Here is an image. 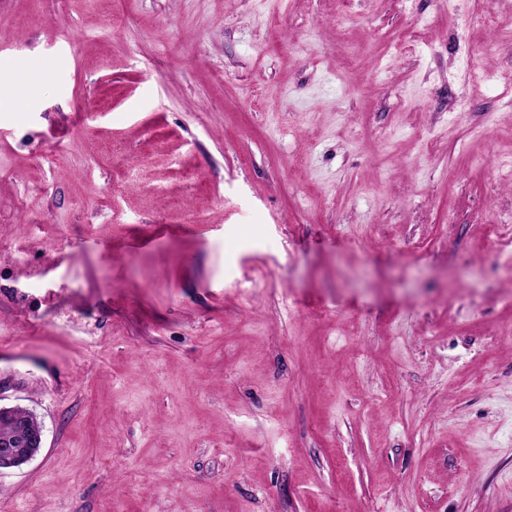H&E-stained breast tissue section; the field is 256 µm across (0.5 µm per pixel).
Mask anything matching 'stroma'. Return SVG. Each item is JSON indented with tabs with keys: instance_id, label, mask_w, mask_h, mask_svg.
<instances>
[{
	"instance_id": "obj_1",
	"label": "stroma",
	"mask_w": 512,
	"mask_h": 512,
	"mask_svg": "<svg viewBox=\"0 0 512 512\" xmlns=\"http://www.w3.org/2000/svg\"><path fill=\"white\" fill-rule=\"evenodd\" d=\"M0 512H512V0H0ZM7 414L8 409L0 407V418ZM16 417L25 418L31 427L26 421H18L15 424L18 434L9 438L13 435V424ZM39 423L35 415L33 416L27 409L21 407H16L13 415L0 419V438H9L0 439V472L21 467L31 461L43 448V428H35Z\"/></svg>"
}]
</instances>
